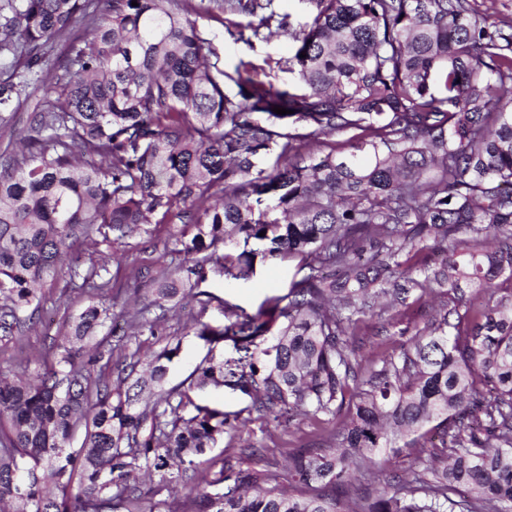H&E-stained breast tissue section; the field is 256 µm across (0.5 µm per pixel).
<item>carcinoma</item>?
Returning a JSON list of instances; mask_svg holds the SVG:
<instances>
[{
    "label": "carcinoma",
    "instance_id": "cac0c4a2",
    "mask_svg": "<svg viewBox=\"0 0 512 512\" xmlns=\"http://www.w3.org/2000/svg\"><path fill=\"white\" fill-rule=\"evenodd\" d=\"M137 5H132V2ZM0 0V112L31 84L63 94L0 150V341L21 343L76 245L172 225L174 252L152 299L112 322L90 260L86 305L63 325L56 362L19 364L0 382V502L26 512H512V25L470 0H310L311 23L263 11L272 0ZM257 18L252 35L297 43L302 93L220 65L193 16ZM67 42L62 74L42 76L43 46ZM306 57H300L301 53ZM235 91L228 94L224 85ZM290 110L285 115L273 108ZM292 126L297 133H282ZM351 132V151L301 142ZM276 153L271 172L256 170ZM279 217H253L251 196ZM297 258L288 294L251 315L217 299L200 320L206 354L166 386L181 339L146 363H112V337L155 335L168 303L219 275L249 279L257 257ZM446 302L411 346L363 377L347 337L414 291ZM107 332H102L104 327ZM228 343L237 354L218 350ZM145 371L139 372V366ZM224 387L277 425L349 420L324 444L206 478L200 457L246 419L195 401ZM440 447L414 438L428 424ZM84 431L79 447L72 445ZM411 438L423 469L354 494L363 465ZM166 498L143 506L138 478ZM226 482L215 498L208 487Z\"/></svg>",
    "mask_w": 512,
    "mask_h": 512
}]
</instances>
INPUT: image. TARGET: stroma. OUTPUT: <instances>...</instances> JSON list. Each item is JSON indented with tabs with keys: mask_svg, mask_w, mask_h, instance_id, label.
I'll return each instance as SVG.
<instances>
[{
	"mask_svg": "<svg viewBox=\"0 0 512 512\" xmlns=\"http://www.w3.org/2000/svg\"><path fill=\"white\" fill-rule=\"evenodd\" d=\"M248 16L225 13L223 21L199 19L198 25L207 31L214 46L218 49L227 72H234L240 63H247L257 80L276 89L296 86L295 74L285 67L292 57L295 45L291 39L281 36L270 42H255L247 45L229 36L227 28L233 24L247 25ZM57 100L56 95L34 93L30 98L20 101L15 111L0 116V145H6L10 137L25 134L27 119L34 108L51 107ZM170 227L166 224L150 225L148 232H137L122 242L109 243L99 241L97 246L80 244L77 250L82 261H89L93 250L115 253L116 262L110 263L111 289L107 299L112 312L131 313L140 308L144 298L149 297L151 283L149 279H136L140 269L156 270L167 266L171 261L174 241L169 235ZM298 264L294 258L269 257L256 261L253 276L246 281L225 282L223 277L214 276L205 284V291L215 295L216 300L209 305H202L200 299L188 298L179 302L173 315L165 324L163 334L137 337L135 345L140 356H148L166 345L169 337L179 336L183 339L182 351L178 362L173 365L169 381L176 384L183 381L193 371L195 365L205 354L203 344L188 336L186 329L194 320H202L214 325L224 322L217 301L226 299L243 307L248 313H256L260 305L270 297L285 295ZM41 312L34 319L26 333L23 355L32 367L51 363L56 347L62 339V326L71 316L78 313L86 304L84 295L73 290L70 285L69 269H62L57 278L47 283L43 290ZM430 311L429 298H422L407 308L405 314L391 312L370 322L371 332L354 337L352 346L363 367H371L378 360L374 333L387 329L390 340L389 348L393 353H400L414 334L416 325L422 324ZM321 423L307 419L289 431H282L268 424L258 415H250L244 431L226 429L224 437L210 453L214 469L233 472L247 467L260 466L262 461H284V444L291 441L295 445L323 442ZM251 442L263 449L262 458H248L241 455L244 442Z\"/></svg>",
	"mask_w": 512,
	"mask_h": 512,
	"instance_id": "35a3bbf8",
	"label": "stroma"
}]
</instances>
